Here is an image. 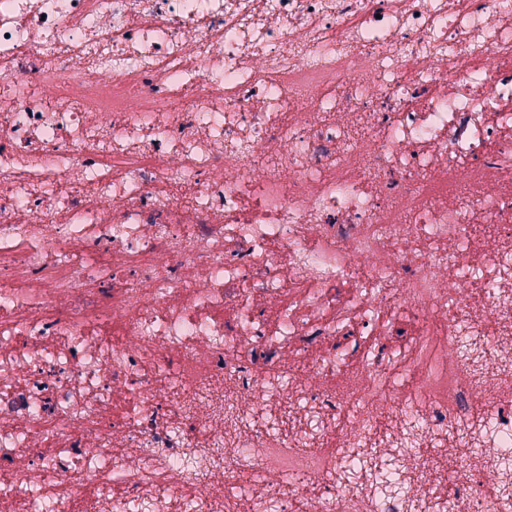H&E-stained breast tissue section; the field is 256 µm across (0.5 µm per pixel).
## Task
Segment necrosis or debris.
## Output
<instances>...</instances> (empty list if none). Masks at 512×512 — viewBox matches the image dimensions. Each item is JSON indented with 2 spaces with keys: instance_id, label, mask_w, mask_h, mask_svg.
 Returning <instances> with one entry per match:
<instances>
[{
  "instance_id": "obj_1",
  "label": "necrosis or debris",
  "mask_w": 512,
  "mask_h": 512,
  "mask_svg": "<svg viewBox=\"0 0 512 512\" xmlns=\"http://www.w3.org/2000/svg\"><path fill=\"white\" fill-rule=\"evenodd\" d=\"M511 16L0 0V512H512Z\"/></svg>"
}]
</instances>
